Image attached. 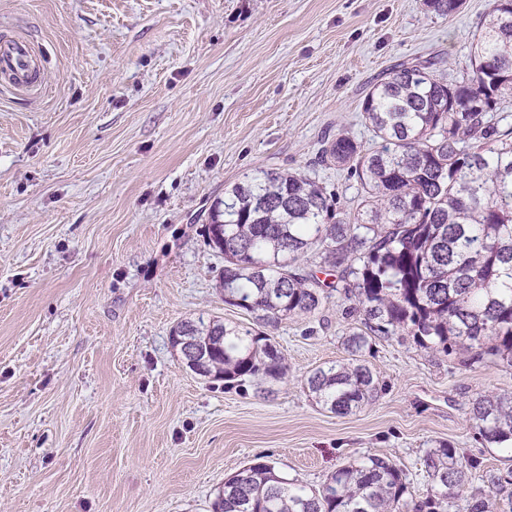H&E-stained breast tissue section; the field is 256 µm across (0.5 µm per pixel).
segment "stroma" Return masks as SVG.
I'll return each mask as SVG.
<instances>
[{"instance_id": "obj_1", "label": "stroma", "mask_w": 512, "mask_h": 512, "mask_svg": "<svg viewBox=\"0 0 512 512\" xmlns=\"http://www.w3.org/2000/svg\"><path fill=\"white\" fill-rule=\"evenodd\" d=\"M492 0L452 16L424 0H0V36L38 54L42 85L0 83V512H211L261 459L319 487L386 456L419 497L439 442L476 440L469 404L512 391L500 363L464 368L405 336L364 356L380 390L340 417L304 382L347 359L340 297L267 327L288 373L227 387L189 370L170 331L226 304L210 207L244 174L302 172L356 216L360 185L313 161L325 136L376 145L365 95L395 65L469 64Z\"/></svg>"}]
</instances>
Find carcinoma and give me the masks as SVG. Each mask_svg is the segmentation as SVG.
<instances>
[{"instance_id":"cac0c4a2","label":"carcinoma","mask_w":512,"mask_h":512,"mask_svg":"<svg viewBox=\"0 0 512 512\" xmlns=\"http://www.w3.org/2000/svg\"><path fill=\"white\" fill-rule=\"evenodd\" d=\"M460 0H426L451 16ZM459 78L434 73L439 61L400 64L362 102L378 149L338 133L317 163L344 167L360 184L354 221L339 198L296 172L247 174L211 206L208 241L224 255V302L259 329L193 321L208 350L200 376L226 384L285 377L284 357L261 328L312 315L333 293L360 326L344 337L349 354L309 373L305 386L328 411L354 414L378 393L362 356L373 338L409 336L464 367L512 368V125L492 121L512 93V0H493ZM335 273L322 280L318 273ZM469 420L480 439L512 450V391L477 396ZM432 480L416 499L403 470L367 455L337 468L317 488L256 462L224 481L212 512H512V468L481 462L441 444L424 459Z\"/></svg>"}]
</instances>
